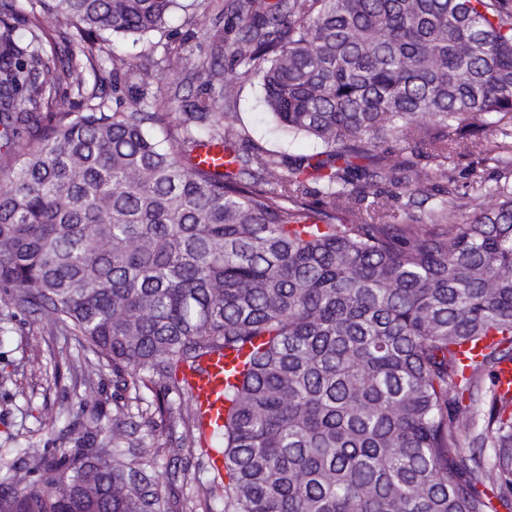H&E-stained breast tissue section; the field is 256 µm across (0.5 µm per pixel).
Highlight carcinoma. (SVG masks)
Wrapping results in <instances>:
<instances>
[{
	"mask_svg": "<svg viewBox=\"0 0 512 512\" xmlns=\"http://www.w3.org/2000/svg\"><path fill=\"white\" fill-rule=\"evenodd\" d=\"M179 0H0V299L75 341L78 386L163 387L155 407L68 425L69 448H21L0 464V512H186L136 438L187 402L179 447L201 446L179 376L255 339L224 389L223 512H512V396L488 387L512 361V144L498 145L485 206L458 191L448 146L490 154L512 126V11L501 0H224L241 23L229 65L166 112L108 56L139 101L121 110L44 43L38 14L86 41L166 28ZM27 26V35L18 34ZM312 155L242 148L224 122L239 73ZM58 72L57 83L43 76ZM71 82L78 106L60 84ZM223 85L215 90L214 84ZM404 141L407 152L392 143ZM222 146L225 171L194 162ZM435 163L429 209L416 178ZM318 198L313 200L312 185ZM383 186L368 200L365 187ZM475 211L472 220L460 215ZM492 448L487 469L481 451ZM211 451L170 482L210 471Z\"/></svg>",
	"mask_w": 512,
	"mask_h": 512,
	"instance_id": "obj_1",
	"label": "carcinoma"
}]
</instances>
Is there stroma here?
Instances as JSON below:
<instances>
[{
    "label": "stroma",
    "mask_w": 512,
    "mask_h": 512,
    "mask_svg": "<svg viewBox=\"0 0 512 512\" xmlns=\"http://www.w3.org/2000/svg\"><path fill=\"white\" fill-rule=\"evenodd\" d=\"M223 0H197L188 10H175L169 21V35L157 34L138 39L117 37L88 45L74 36L68 23L45 14L41 27L58 51L72 54L84 66L87 86H98L105 95L113 93V79L106 62L109 53L125 56L144 76L151 95L163 99L174 95H193L202 88L201 65L213 53V34L224 29ZM177 48V70L165 68L167 47ZM237 102L236 114L229 123L248 143L292 155L309 154L317 149L308 137H288L279 131L263 104V91L256 78H241L232 85ZM454 167L459 192L478 194L481 183L495 176L493 162L482 156L456 150L448 161ZM66 341L48 335L45 321L22 314L13 316L0 310V458L12 461L17 449L42 447L46 438L60 437L69 423L68 408L82 403L86 412H112V375L104 373L94 390L75 388L66 369L56 366L58 351Z\"/></svg>",
    "instance_id": "stroma-1"
}]
</instances>
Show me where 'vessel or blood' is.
Returning a JSON list of instances; mask_svg holds the SVG:
<instances>
[{"label": "vessel or blood", "mask_w": 512, "mask_h": 512, "mask_svg": "<svg viewBox=\"0 0 512 512\" xmlns=\"http://www.w3.org/2000/svg\"><path fill=\"white\" fill-rule=\"evenodd\" d=\"M242 359L237 354H216L206 362L205 372L187 369L183 378L191 386L194 400L202 416V442L211 444L214 428L222 424L224 416L225 374L231 368L240 367Z\"/></svg>", "instance_id": "vessel-or-blood-1"}]
</instances>
